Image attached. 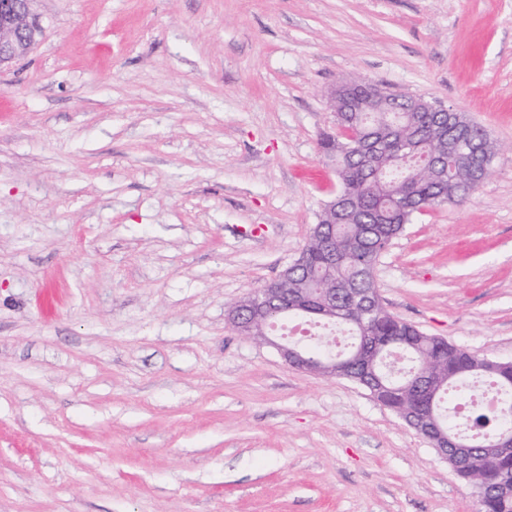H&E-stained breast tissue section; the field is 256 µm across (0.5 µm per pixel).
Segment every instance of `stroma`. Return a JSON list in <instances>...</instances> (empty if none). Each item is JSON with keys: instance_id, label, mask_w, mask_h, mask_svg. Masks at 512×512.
Here are the masks:
<instances>
[{"instance_id": "obj_1", "label": "stroma", "mask_w": 512, "mask_h": 512, "mask_svg": "<svg viewBox=\"0 0 512 512\" xmlns=\"http://www.w3.org/2000/svg\"><path fill=\"white\" fill-rule=\"evenodd\" d=\"M0 70V512H477L426 439L227 309L340 190L349 79L497 146L374 275L394 317L512 360V0H36Z\"/></svg>"}]
</instances>
